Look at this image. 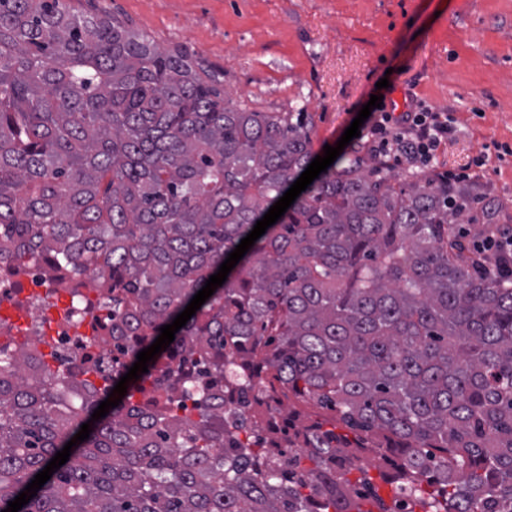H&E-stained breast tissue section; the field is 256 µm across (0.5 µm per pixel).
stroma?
<instances>
[{
	"mask_svg": "<svg viewBox=\"0 0 512 512\" xmlns=\"http://www.w3.org/2000/svg\"><path fill=\"white\" fill-rule=\"evenodd\" d=\"M107 16L220 76V90L261 112L311 113L315 151L336 144L371 94L403 112L452 113L457 136L439 170L499 146L480 184L512 227V0H67ZM389 86L377 89L381 78Z\"/></svg>",
	"mask_w": 512,
	"mask_h": 512,
	"instance_id": "1",
	"label": "stroma"
}]
</instances>
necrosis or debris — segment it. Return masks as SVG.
Returning a JSON list of instances; mask_svg holds the SVG:
<instances>
[{
  "instance_id": "4bbe7bcc",
  "label": "necrosis or debris",
  "mask_w": 512,
  "mask_h": 512,
  "mask_svg": "<svg viewBox=\"0 0 512 512\" xmlns=\"http://www.w3.org/2000/svg\"><path fill=\"white\" fill-rule=\"evenodd\" d=\"M25 289L41 301L33 313L28 334L37 337L48 333L56 365L68 370L77 365H91L103 350V342L112 336V318L99 303V295L78 280L58 286L52 272L40 266L28 268L15 276L9 260H0V308L12 303L18 289ZM96 327L102 342L93 344L84 330Z\"/></svg>"
}]
</instances>
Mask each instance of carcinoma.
<instances>
[{
    "label": "carcinoma",
    "mask_w": 512,
    "mask_h": 512,
    "mask_svg": "<svg viewBox=\"0 0 512 512\" xmlns=\"http://www.w3.org/2000/svg\"><path fill=\"white\" fill-rule=\"evenodd\" d=\"M315 157L305 112L64 0H0V257L95 283L120 364L99 391L0 345V512ZM479 199L341 157L19 512H512V277L454 231ZM286 404L333 415L263 428Z\"/></svg>",
    "instance_id": "obj_1"
}]
</instances>
